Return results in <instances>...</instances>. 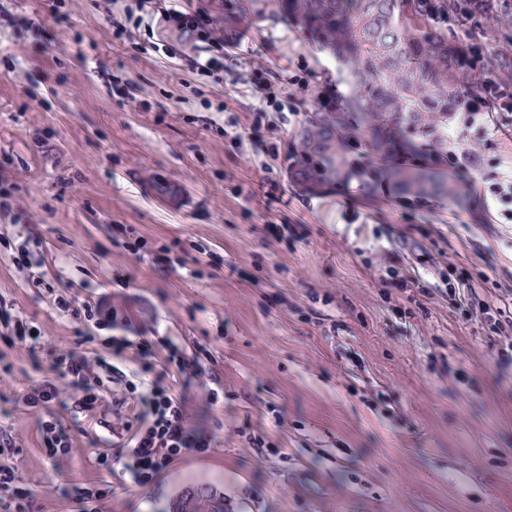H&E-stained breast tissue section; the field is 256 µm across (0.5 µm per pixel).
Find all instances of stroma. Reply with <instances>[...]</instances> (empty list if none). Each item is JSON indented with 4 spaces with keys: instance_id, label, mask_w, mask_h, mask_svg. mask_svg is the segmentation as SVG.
<instances>
[{
    "instance_id": "35a3bbf8",
    "label": "stroma",
    "mask_w": 512,
    "mask_h": 512,
    "mask_svg": "<svg viewBox=\"0 0 512 512\" xmlns=\"http://www.w3.org/2000/svg\"><path fill=\"white\" fill-rule=\"evenodd\" d=\"M63 2L55 18L50 0H0V182L24 209L20 224L0 213V310L40 334L29 349L0 339V464L35 512H80L86 488L102 490L98 512H168L201 486L232 512H512V367L497 366L489 324L436 290L452 260L481 299L512 294V223L466 189L512 169V111L490 127L452 112L436 117L435 136L396 133L413 165L456 189L418 192L395 178L388 147L372 146L345 61L278 0H192L240 43L216 80L192 71L200 45L174 24L115 38L111 22L134 0ZM256 68L298 109L266 135L275 160L224 136L251 123L256 99L237 79ZM328 84L340 110L316 101ZM321 126L342 171L307 179L319 158L306 138ZM452 142L468 168L433 160ZM270 224L288 226L286 238ZM29 238L27 270L10 255ZM393 250L421 257L416 296L392 290ZM102 293L133 329L165 338L154 364L174 349L209 352L195 377L174 370L167 382L214 446L145 487L129 482L108 430L141 412V365L58 307ZM63 347L119 372L83 415L62 402L31 412L32 381L69 387L53 368ZM45 420L68 432V453L45 454Z\"/></svg>"
}]
</instances>
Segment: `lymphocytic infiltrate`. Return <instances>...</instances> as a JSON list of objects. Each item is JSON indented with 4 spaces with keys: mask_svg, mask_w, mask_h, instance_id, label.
I'll return each instance as SVG.
<instances>
[{
    "mask_svg": "<svg viewBox=\"0 0 512 512\" xmlns=\"http://www.w3.org/2000/svg\"><path fill=\"white\" fill-rule=\"evenodd\" d=\"M135 26H153L157 20L176 23L189 38L204 43L202 55L193 60L197 75L206 79L218 77L224 68V40L215 34L214 20L206 10L188 12L177 6L161 7L157 0H137ZM246 91L258 98L252 111L253 120L246 132L249 139L259 140L265 129L271 128V110L275 105L271 83L266 71L255 70L243 81ZM64 311L74 317L93 323L108 332V343L115 353L132 352L134 358L151 372L150 389L142 400L143 410L135 421L121 425L118 435L123 448L124 469L131 482L146 486L154 482L173 461L188 453L203 454L211 447L210 435L191 425L184 397L171 393L166 383L167 370H154L151 359L155 342L152 337L131 335L129 323L119 322V311L107 297L81 304L63 303ZM467 317L491 324L498 335L499 364L512 363V318L506 309L472 297L468 303ZM55 367L61 376L70 378L74 396L70 405L73 415L93 409L100 400L91 378L89 361L72 350L60 351Z\"/></svg>",
    "mask_w": 512,
    "mask_h": 512,
    "instance_id": "1",
    "label": "lymphocytic infiltrate"
}]
</instances>
